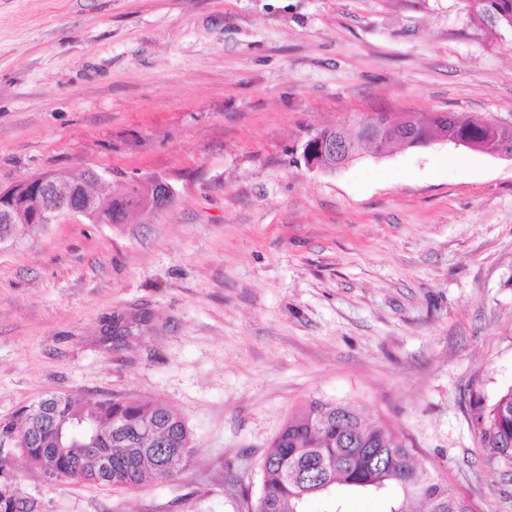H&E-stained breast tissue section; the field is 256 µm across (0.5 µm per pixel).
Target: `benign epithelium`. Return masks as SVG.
I'll return each instance as SVG.
<instances>
[{
	"mask_svg": "<svg viewBox=\"0 0 512 512\" xmlns=\"http://www.w3.org/2000/svg\"><path fill=\"white\" fill-rule=\"evenodd\" d=\"M479 126V137H458L452 133H437L419 142L416 133L423 126V120L417 112L394 113L372 112L363 114L355 122V129L336 128V140L325 142L320 134L310 139L306 154L307 164L312 169L335 170L347 165L353 158L351 148L356 141L370 143L377 154L383 155L398 143L406 147L425 146L431 143L451 142L470 150L491 156L512 159V141L508 130L512 124L494 116L480 115L474 117ZM104 180L101 173L87 167L80 171V176L70 180H60L53 174H40L25 179L39 188L34 196L35 224H59L62 222L79 223L90 219L94 196L86 184L99 183ZM127 196L140 201L144 208L163 210L170 206L174 193L163 179L144 178L136 186L123 190Z\"/></svg>",
	"mask_w": 512,
	"mask_h": 512,
	"instance_id": "1",
	"label": "benign epithelium"
}]
</instances>
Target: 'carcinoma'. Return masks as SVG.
I'll list each match as a JSON object with an SVG mask.
<instances>
[{
  "instance_id": "cac0c4a2",
  "label": "carcinoma",
  "mask_w": 512,
  "mask_h": 512,
  "mask_svg": "<svg viewBox=\"0 0 512 512\" xmlns=\"http://www.w3.org/2000/svg\"><path fill=\"white\" fill-rule=\"evenodd\" d=\"M493 13L502 30L512 29V0H485L478 10ZM449 131L477 135L472 120L452 116ZM35 186H20L0 202L16 223L5 225L16 235L29 217ZM138 201L109 194L104 217L122 223ZM82 420L98 434V452L84 448V439L68 433ZM483 443L512 459V386L477 417ZM23 439L22 452L50 475L92 481L114 489H133L147 476L167 480L177 475L190 455V431L174 411L142 400L104 399L77 405L71 398L40 401L16 421L0 423V440ZM415 447L386 422H368L356 410L336 401L314 399L290 415L261 464V487L247 502V512H307L317 498L325 512H342L353 494H382L387 512H474L465 495L433 477L414 461ZM28 501L19 488L0 495V512H23Z\"/></svg>"
}]
</instances>
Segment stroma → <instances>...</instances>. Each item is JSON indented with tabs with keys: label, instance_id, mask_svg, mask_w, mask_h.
<instances>
[{
	"label": "stroma",
	"instance_id": "obj_1",
	"mask_svg": "<svg viewBox=\"0 0 512 512\" xmlns=\"http://www.w3.org/2000/svg\"><path fill=\"white\" fill-rule=\"evenodd\" d=\"M367 112L512 120V34L463 0H0V188L91 167L175 195L0 245V422L136 398L191 430L173 480L129 490L1 447L40 512H245L313 399L512 512L475 425L512 386V161L438 142L306 166L314 133Z\"/></svg>",
	"mask_w": 512,
	"mask_h": 512
}]
</instances>
